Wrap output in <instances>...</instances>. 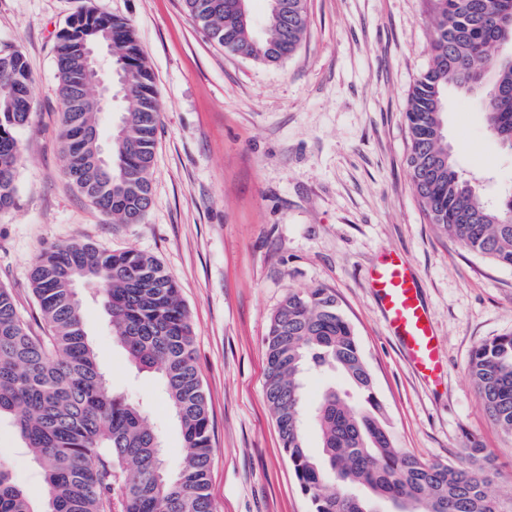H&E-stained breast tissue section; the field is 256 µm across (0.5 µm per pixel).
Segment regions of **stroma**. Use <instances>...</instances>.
Here are the masks:
<instances>
[{
    "instance_id": "stroma-1",
    "label": "stroma",
    "mask_w": 512,
    "mask_h": 512,
    "mask_svg": "<svg viewBox=\"0 0 512 512\" xmlns=\"http://www.w3.org/2000/svg\"><path fill=\"white\" fill-rule=\"evenodd\" d=\"M433 0H307L297 52L271 64L206 38L181 0H0V52L21 50L37 110L21 131L18 198L0 212V285L34 332L43 323L29 270L48 243L90 241L156 257L188 310L211 423L210 493L217 512H311L263 397L264 339L289 291L335 293L359 339L396 447L455 462L485 448L512 494V436L488 418L468 365L474 348L512 332V269L448 241L429 224L407 166L404 114L430 59ZM127 19L152 67L161 110L153 205L139 224H115L65 173L54 46L86 9ZM445 135L459 174L491 202L512 195V153L480 105L449 90ZM415 267L434 315L441 386L406 363L368 284L385 250ZM83 318L113 389L143 405L170 470L184 458L159 376L138 372L98 300ZM0 455L36 504L41 467L9 421Z\"/></svg>"
}]
</instances>
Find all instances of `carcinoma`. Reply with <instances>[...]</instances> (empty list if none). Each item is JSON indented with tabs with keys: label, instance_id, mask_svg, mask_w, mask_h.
Masks as SVG:
<instances>
[{
	"label": "carcinoma",
	"instance_id": "cac0c4a2",
	"mask_svg": "<svg viewBox=\"0 0 512 512\" xmlns=\"http://www.w3.org/2000/svg\"><path fill=\"white\" fill-rule=\"evenodd\" d=\"M263 22L265 34L245 25L238 0H182L184 10L224 50L278 63L299 48L307 29L306 0H283ZM512 0H434L431 63L416 79L405 113L407 164L429 223L470 253L512 268V194L492 205L460 178L442 126L448 88L481 98L487 130L505 149L512 138V60L497 54L494 34L504 3ZM103 27L112 30V61L129 67V97L112 134L106 170L83 163L85 132L101 127V113L75 111L73 88L83 74L81 43ZM60 147L72 184L114 224L141 223L152 203V171L160 124L155 76L132 25L93 9L70 18L56 43ZM24 54L0 53V211L15 205L18 139L35 102ZM27 102L19 106L14 88ZM447 160L422 179L426 161ZM48 327L35 335L11 292L0 287V420L12 423L44 472L46 507L37 510L0 457V512H112L116 479L124 512H216L209 493L211 428L207 398L194 358V340L180 289L153 256L112 252L92 243L50 244L30 273ZM93 289L113 335L140 372L160 374L167 402L180 424L185 458L172 473L160 435L142 407L115 393L100 372L88 340L76 288ZM264 398L280 441L312 512H512L491 494L486 451L471 442L460 463L423 462L395 446L380 414L373 381L350 322L327 288L288 293L265 338ZM338 372L350 389L327 390L315 412L322 457L304 444L303 374ZM468 374L488 416L512 435V333L473 351Z\"/></svg>",
	"mask_w": 512,
	"mask_h": 512
}]
</instances>
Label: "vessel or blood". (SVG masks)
Here are the masks:
<instances>
[{"mask_svg":"<svg viewBox=\"0 0 512 512\" xmlns=\"http://www.w3.org/2000/svg\"><path fill=\"white\" fill-rule=\"evenodd\" d=\"M370 285L389 329L402 341L413 370L424 379L438 380L443 365L433 318L406 259L394 252L386 254L372 270Z\"/></svg>","mask_w":512,"mask_h":512,"instance_id":"obj_1","label":"vessel or blood"}]
</instances>
